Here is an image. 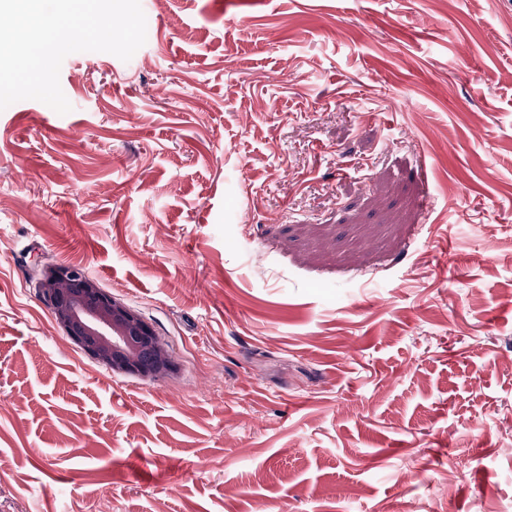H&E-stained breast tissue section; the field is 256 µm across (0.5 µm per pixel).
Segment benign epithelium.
Masks as SVG:
<instances>
[{"label":"benign epithelium","mask_w":512,"mask_h":512,"mask_svg":"<svg viewBox=\"0 0 512 512\" xmlns=\"http://www.w3.org/2000/svg\"><path fill=\"white\" fill-rule=\"evenodd\" d=\"M39 293L56 324L93 359L114 372L160 378L175 362L154 328L130 306L108 296L67 265L46 268Z\"/></svg>","instance_id":"1"}]
</instances>
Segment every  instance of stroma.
I'll list each match as a JSON object with an SVG mask.
<instances>
[{"instance_id": "stroma-1", "label": "stroma", "mask_w": 512, "mask_h": 512, "mask_svg": "<svg viewBox=\"0 0 512 512\" xmlns=\"http://www.w3.org/2000/svg\"><path fill=\"white\" fill-rule=\"evenodd\" d=\"M140 3L0 111V512H512V0ZM53 263L176 372L93 360ZM39 293L56 324L112 372L144 378L172 374L175 362L154 328L130 306L108 296L67 265L46 268Z\"/></svg>"}]
</instances>
